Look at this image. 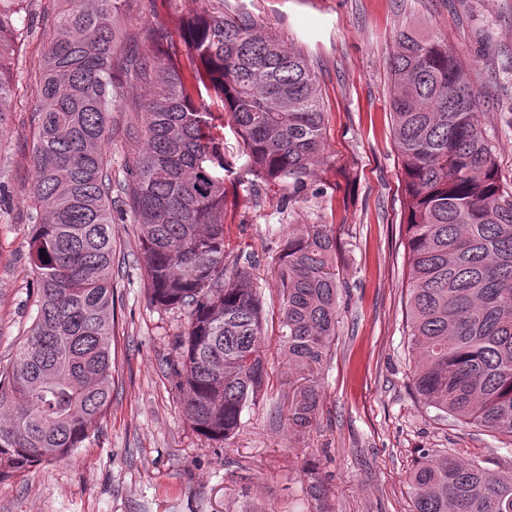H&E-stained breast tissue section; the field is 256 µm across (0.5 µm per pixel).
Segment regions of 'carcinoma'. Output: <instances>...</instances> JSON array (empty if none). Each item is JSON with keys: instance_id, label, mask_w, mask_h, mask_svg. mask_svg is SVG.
I'll list each match as a JSON object with an SVG mask.
<instances>
[{"instance_id": "carcinoma-1", "label": "carcinoma", "mask_w": 512, "mask_h": 512, "mask_svg": "<svg viewBox=\"0 0 512 512\" xmlns=\"http://www.w3.org/2000/svg\"><path fill=\"white\" fill-rule=\"evenodd\" d=\"M27 0H0V134L13 86L8 60ZM54 35L34 77L38 106L26 203L36 316L0 369V481L70 457L112 400V112L115 20L126 0H58ZM201 86L154 61L144 147L122 190L131 201L151 302L185 311L171 365L186 419L225 442L265 395L263 306L246 269L224 274V144L201 90L236 125L253 167L274 180L308 176L325 150L326 113L307 57L248 12L191 17L182 31ZM393 136L401 159L407 325L413 387L423 402L512 439V188L480 121L478 98L441 36L401 31L390 58ZM336 239L326 224L288 237L280 257V339L288 364L314 374L336 336ZM224 361V379L210 365ZM314 387L292 400L308 427ZM413 512H512V470L425 452L409 477Z\"/></svg>"}]
</instances>
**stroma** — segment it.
Wrapping results in <instances>:
<instances>
[{
	"mask_svg": "<svg viewBox=\"0 0 512 512\" xmlns=\"http://www.w3.org/2000/svg\"><path fill=\"white\" fill-rule=\"evenodd\" d=\"M250 12L285 46L304 52L327 114L326 149L301 183L256 172L219 99L205 98L224 141L227 270L254 258L265 310L262 348L269 386L245 407L239 431L215 442L193 430L170 365L183 311L152 304L139 227L120 190L143 149V105L152 76H122L112 114V403L71 458L0 482V512H317L308 493L322 481L335 512H413L408 478L425 450L456 449L495 470L512 469V443L420 402L404 321L407 267L402 242L401 161L390 116L389 59L397 33L414 25L458 50L512 186V0H129L117 20L119 55L166 57L153 30L179 40L184 21ZM52 24H37L11 59L9 123L0 136V366L35 315L26 198L35 174L37 92L32 78ZM330 225L337 243L336 336L314 375L291 369L279 339L277 274L291 230ZM315 386L310 426L289 425L298 388Z\"/></svg>",
	"mask_w": 512,
	"mask_h": 512,
	"instance_id": "stroma-1",
	"label": "stroma"
}]
</instances>
